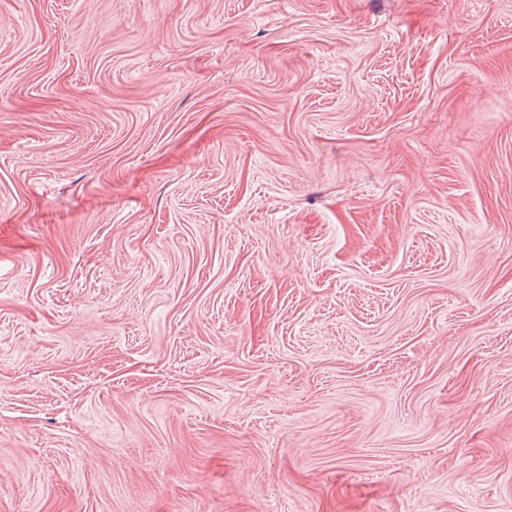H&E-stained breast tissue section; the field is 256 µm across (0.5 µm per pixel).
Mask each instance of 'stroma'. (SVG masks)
Here are the masks:
<instances>
[{"mask_svg":"<svg viewBox=\"0 0 512 512\" xmlns=\"http://www.w3.org/2000/svg\"><path fill=\"white\" fill-rule=\"evenodd\" d=\"M0 512H512V0H0Z\"/></svg>","mask_w":512,"mask_h":512,"instance_id":"stroma-1","label":"stroma"}]
</instances>
